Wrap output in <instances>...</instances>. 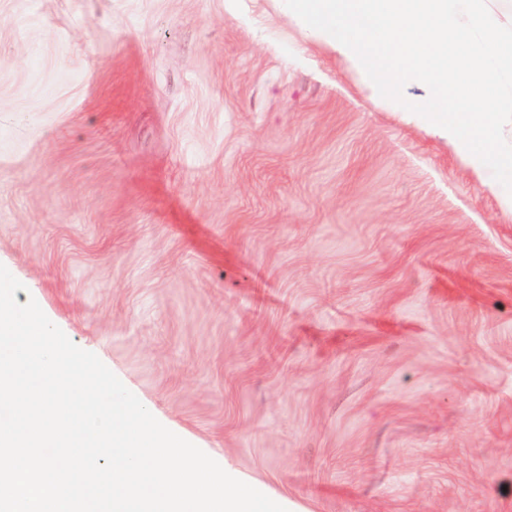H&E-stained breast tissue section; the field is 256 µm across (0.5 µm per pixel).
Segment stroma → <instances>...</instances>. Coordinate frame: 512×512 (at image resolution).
<instances>
[{
    "instance_id": "35a3bbf8",
    "label": "stroma",
    "mask_w": 512,
    "mask_h": 512,
    "mask_svg": "<svg viewBox=\"0 0 512 512\" xmlns=\"http://www.w3.org/2000/svg\"><path fill=\"white\" fill-rule=\"evenodd\" d=\"M0 264L296 512H512V213L284 0H0Z\"/></svg>"
}]
</instances>
